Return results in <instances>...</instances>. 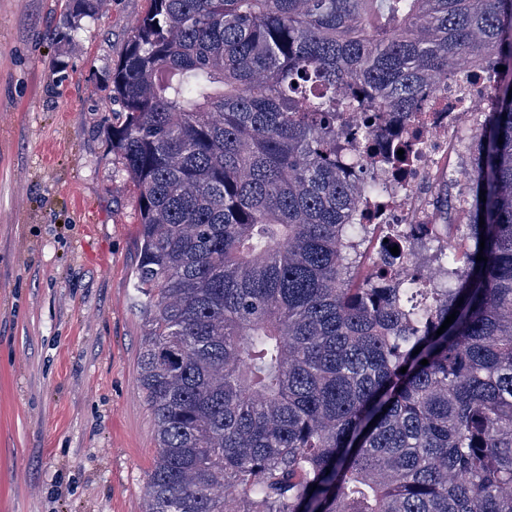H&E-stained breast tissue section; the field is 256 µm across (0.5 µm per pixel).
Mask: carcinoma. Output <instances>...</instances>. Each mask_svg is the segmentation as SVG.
I'll return each instance as SVG.
<instances>
[{
  "label": "carcinoma",
  "instance_id": "carcinoma-1",
  "mask_svg": "<svg viewBox=\"0 0 512 512\" xmlns=\"http://www.w3.org/2000/svg\"><path fill=\"white\" fill-rule=\"evenodd\" d=\"M485 63L468 180L414 240L429 287L368 244L357 202L393 186L343 116L418 123ZM511 89L512 0H148L108 129L139 212L144 512H512Z\"/></svg>",
  "mask_w": 512,
  "mask_h": 512
}]
</instances>
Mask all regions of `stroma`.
<instances>
[{"instance_id": "stroma-1", "label": "stroma", "mask_w": 512, "mask_h": 512, "mask_svg": "<svg viewBox=\"0 0 512 512\" xmlns=\"http://www.w3.org/2000/svg\"><path fill=\"white\" fill-rule=\"evenodd\" d=\"M145 6L107 0L68 46L57 0H0V512L142 507L138 213L105 119Z\"/></svg>"}]
</instances>
